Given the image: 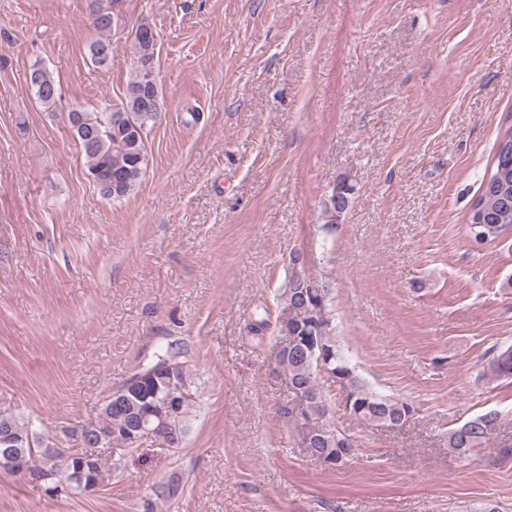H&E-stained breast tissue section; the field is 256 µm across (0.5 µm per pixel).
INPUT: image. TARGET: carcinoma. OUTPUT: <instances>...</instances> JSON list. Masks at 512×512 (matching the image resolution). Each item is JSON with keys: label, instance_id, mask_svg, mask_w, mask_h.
<instances>
[{"label": "carcinoma", "instance_id": "obj_1", "mask_svg": "<svg viewBox=\"0 0 512 512\" xmlns=\"http://www.w3.org/2000/svg\"><path fill=\"white\" fill-rule=\"evenodd\" d=\"M89 7L97 31V37L88 45L89 58L95 67L106 68L112 61L113 12L98 6L97 0H89ZM132 49L135 67L124 100L107 103L100 112L81 107L68 112L69 123L85 158L87 176L103 196L114 200L128 196L140 183L148 166L144 138L162 112V93L154 62L156 42L136 34L132 36ZM30 83L45 107L56 105L61 97L59 84L53 73L38 61L31 69ZM352 191L347 183L333 190L326 204L327 223H338L349 206ZM465 224L471 240L479 245L512 229V125L496 140L491 165L481 179L479 196L466 212ZM281 297L286 307L299 310V319L288 322V335L299 337V342L290 349L281 348L277 361L287 372L294 395L304 401L303 424L311 423L317 428L312 454L324 466L336 468L339 460L355 454L356 442L329 423L327 395L319 386L316 367L306 360L308 349L314 347L331 360V370L345 391V409L356 419L366 423L404 422L414 415V406L372 392L355 374L333 336L327 293L313 294L311 285L297 275L288 281ZM487 368L496 378H512V346L494 350ZM176 389L185 394L183 402L158 419L160 401ZM195 392L196 382L187 361L182 352L169 345L106 397L92 426L110 442L113 455L130 451L147 440L177 449L182 447L190 430ZM496 422L497 415L488 413L449 430L448 447L460 455L481 448ZM5 427L21 439L20 452L31 461L35 472L30 481L51 495L83 493L64 469L66 458L70 459L72 470H84L97 488L109 476V456L105 454L86 467L83 453L37 446L31 422L1 410L0 430Z\"/></svg>", "mask_w": 512, "mask_h": 512}]
</instances>
